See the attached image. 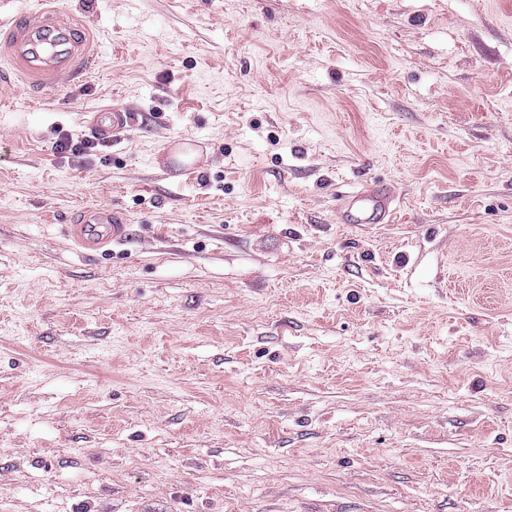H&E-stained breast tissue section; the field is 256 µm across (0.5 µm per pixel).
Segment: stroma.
<instances>
[{
  "label": "stroma",
  "instance_id": "1",
  "mask_svg": "<svg viewBox=\"0 0 512 512\" xmlns=\"http://www.w3.org/2000/svg\"><path fill=\"white\" fill-rule=\"evenodd\" d=\"M54 3L99 63L0 56V512H512V0ZM133 112L123 110H105L97 112L90 122V128L98 137L106 140L112 138V142L118 137V133L130 128L134 123ZM337 211L347 224H389L397 218V207L390 189L375 185L337 199ZM74 244L83 252L106 251L105 247L123 242L128 236L127 224H122L108 210L85 211L78 224L69 227Z\"/></svg>",
  "mask_w": 512,
  "mask_h": 512
}]
</instances>
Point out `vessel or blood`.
<instances>
[{"mask_svg":"<svg viewBox=\"0 0 512 512\" xmlns=\"http://www.w3.org/2000/svg\"><path fill=\"white\" fill-rule=\"evenodd\" d=\"M0 50L6 53L12 70L41 94H52L88 79L97 65L98 50L87 28L46 6L1 22ZM133 123L132 112L108 109L95 114L90 128L108 140ZM337 211L349 224H389L397 217L394 198L384 185L340 195ZM69 231L74 244L86 253L121 243L128 236L126 225L102 209L83 212L79 223L70 225Z\"/></svg>","mask_w":512,"mask_h":512,"instance_id":"b4317fda","label":"vessel or blood"}]
</instances>
